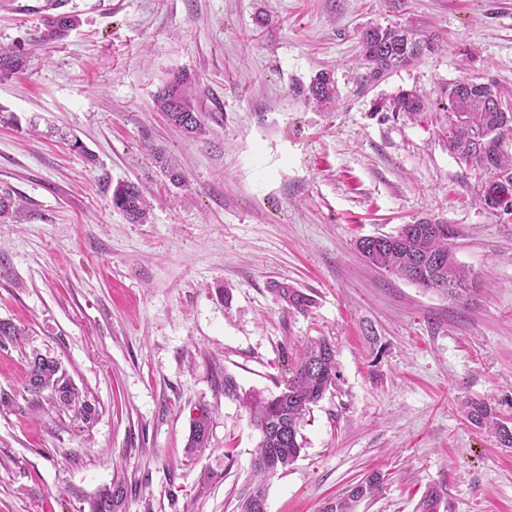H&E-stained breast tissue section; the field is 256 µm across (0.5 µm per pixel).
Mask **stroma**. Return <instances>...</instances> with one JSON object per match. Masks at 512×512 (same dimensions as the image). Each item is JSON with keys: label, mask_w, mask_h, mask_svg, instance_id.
Returning <instances> with one entry per match:
<instances>
[{"label": "stroma", "mask_w": 512, "mask_h": 512, "mask_svg": "<svg viewBox=\"0 0 512 512\" xmlns=\"http://www.w3.org/2000/svg\"><path fill=\"white\" fill-rule=\"evenodd\" d=\"M46 0H0V512H80L122 485L117 512H237L259 441L241 401L278 394L304 347L336 346L342 381L313 408L299 459L267 483L269 512H324L365 474L387 482L358 512H415L445 484L451 512H512V448L465 421L463 398L512 421V213L479 200L482 177L448 150L449 82L512 89V0H65L80 24L40 42ZM411 25L438 46L362 82L358 32ZM338 98L307 99L320 71ZM187 72L204 126L190 137L153 96ZM424 112L376 111L401 91ZM78 136L96 156L86 165ZM182 170L170 183L152 156ZM148 196L147 223L111 199ZM437 218L481 290L461 304L372 269L363 236ZM287 284L312 301L287 308ZM58 359L96 409H33L31 350ZM232 377L240 394H224ZM209 418L200 454L190 420ZM27 53L23 49L0 51V76L9 77L28 66ZM112 205L119 209L131 223H147L150 203L134 183L119 184L112 194Z\"/></svg>", "instance_id": "35a3bbf8"}]
</instances>
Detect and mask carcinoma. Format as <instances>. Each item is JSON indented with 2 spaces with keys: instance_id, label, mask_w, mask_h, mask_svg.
Here are the masks:
<instances>
[{
  "instance_id": "cac0c4a2",
  "label": "carcinoma",
  "mask_w": 512,
  "mask_h": 512,
  "mask_svg": "<svg viewBox=\"0 0 512 512\" xmlns=\"http://www.w3.org/2000/svg\"><path fill=\"white\" fill-rule=\"evenodd\" d=\"M77 18L61 14L43 19L38 39L54 40L66 36ZM359 62L365 69L368 84L420 60L435 50V37L399 26H366L360 31ZM28 66L22 49L0 51V76L8 77ZM309 100L320 108L336 103V83L328 72L315 76L308 88ZM156 109L170 124L194 137L204 131L194 106L193 85L188 75L175 74L154 95ZM424 96L417 90H405L383 107L385 111L417 114L425 110ZM448 150L462 163L487 175L482 185L484 203L492 209L512 212V156L503 149L505 137H512V100L505 98L492 80L465 77L448 84ZM112 205L129 221L144 224L150 215V203L139 187L124 182L112 194ZM456 231L450 224L423 219L416 224H401L390 233H378L356 240V249L372 267L389 272L420 288L438 292L451 300L465 303L480 288L473 273L455 258L451 240ZM287 307L304 310L311 299L288 287H279ZM341 380L334 343L325 338L310 344L300 357L284 390L264 398L247 395L253 427L260 440L254 460L255 479L239 495V512H252L253 498L266 495L265 485L279 471L292 465L303 449L301 430L312 407ZM24 390L33 406L43 402L58 410L79 406V417L90 422L95 408L81 399V394L66 376L61 363L37 352L32 353L24 380ZM460 413L473 427L491 435L498 445L512 448V422L503 417L487 400L465 399ZM209 442L206 413L192 420L187 442L188 452L195 453ZM385 475L373 471L350 487L346 495L328 503L325 512H356L360 503L383 495ZM122 486L101 489L87 501L88 512H116L122 501ZM416 512H448V489L433 485L423 492Z\"/></svg>"
}]
</instances>
